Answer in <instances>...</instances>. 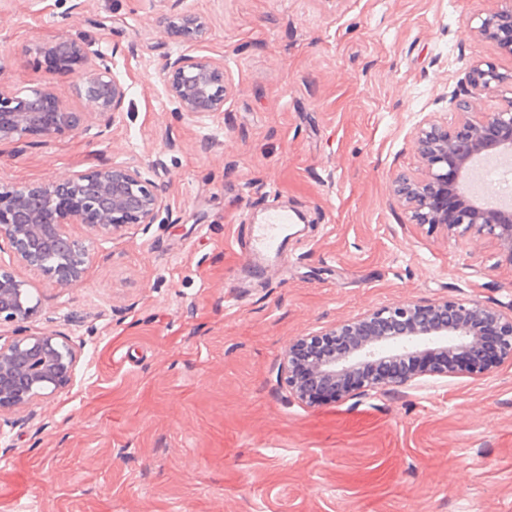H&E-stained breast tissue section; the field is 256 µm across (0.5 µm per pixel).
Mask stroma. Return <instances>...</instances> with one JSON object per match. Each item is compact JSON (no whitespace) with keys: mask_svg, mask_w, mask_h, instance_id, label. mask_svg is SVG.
Here are the masks:
<instances>
[{"mask_svg":"<svg viewBox=\"0 0 512 512\" xmlns=\"http://www.w3.org/2000/svg\"><path fill=\"white\" fill-rule=\"evenodd\" d=\"M498 0H0V75L90 113L79 131L0 145V181L44 183L136 163L156 223L89 243L81 283L32 281L30 334L80 346L70 389L0 416V512H512V361L310 405L288 391L294 338L402 301L512 313L496 240L411 223L391 192L412 137L476 66L512 56L471 33ZM209 35L181 43L171 13ZM105 56L114 123L44 48ZM223 60V111H179L168 58ZM299 217L259 275L247 227ZM162 23L166 34L187 43L202 39L208 30L206 20L192 13L173 14Z\"/></svg>","mask_w":512,"mask_h":512,"instance_id":"1","label":"stroma"}]
</instances>
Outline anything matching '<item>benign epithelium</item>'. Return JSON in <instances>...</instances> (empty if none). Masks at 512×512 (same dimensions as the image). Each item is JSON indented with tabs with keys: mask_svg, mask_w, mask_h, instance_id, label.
Returning <instances> with one entry per match:
<instances>
[{
	"mask_svg": "<svg viewBox=\"0 0 512 512\" xmlns=\"http://www.w3.org/2000/svg\"><path fill=\"white\" fill-rule=\"evenodd\" d=\"M470 27L477 37L512 55V0ZM166 34L184 42L202 39L205 19L192 13L164 18ZM54 70L80 79L85 96L106 124L115 121L124 85L106 60L89 57L83 43L61 38L45 47ZM168 91L180 110L195 116L224 111V62L181 54L168 61ZM512 85V74L491 64L474 70L469 88L454 94L459 120L450 126L429 119L418 126L414 148L422 161L416 174L399 173L393 194L414 224L443 228L452 235L495 239L512 262V207H502L467 186L483 181L477 162L512 156V96L491 110L490 93ZM89 120L47 87L25 97L0 82V143L29 134L51 136ZM164 207L161 187L135 166L101 167L41 184L0 185V250L37 270L60 287L80 283L90 261L85 240L70 233L81 224L93 236H113L129 224H152ZM28 281L0 267V327L16 326L17 337L0 342V415L18 411L68 389L78 349L60 334L26 335L22 324L39 313ZM497 328L492 356L477 353L479 328ZM512 360V314L478 301H398L292 340L284 353L288 389L313 403L342 400L352 393L375 395L414 378L456 371L486 374Z\"/></svg>",
	"mask_w": 512,
	"mask_h": 512,
	"instance_id": "benign-epithelium-1",
	"label": "benign epithelium"
}]
</instances>
